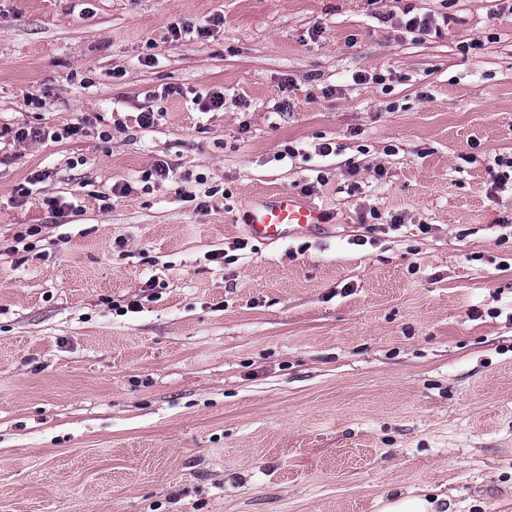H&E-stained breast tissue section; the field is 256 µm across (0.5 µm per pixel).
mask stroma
<instances>
[{"label":"stroma","instance_id":"stroma-1","mask_svg":"<svg viewBox=\"0 0 512 512\" xmlns=\"http://www.w3.org/2000/svg\"><path fill=\"white\" fill-rule=\"evenodd\" d=\"M503 157L500 0H0V512H512ZM323 208L303 202L296 195L281 191L261 201L243 214L249 234L261 241H283L292 236L312 233L316 225L327 223ZM441 499L442 497L432 499L428 495L425 496L424 494L400 498L385 504L380 509V512H447L438 511L439 507L437 503Z\"/></svg>","mask_w":512,"mask_h":512}]
</instances>
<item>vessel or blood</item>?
Here are the masks:
<instances>
[{"label": "vessel or blood", "mask_w": 512, "mask_h": 512, "mask_svg": "<svg viewBox=\"0 0 512 512\" xmlns=\"http://www.w3.org/2000/svg\"><path fill=\"white\" fill-rule=\"evenodd\" d=\"M328 220L323 208L282 191L245 211L243 222L249 234L261 241H283L313 232Z\"/></svg>", "instance_id": "1"}]
</instances>
